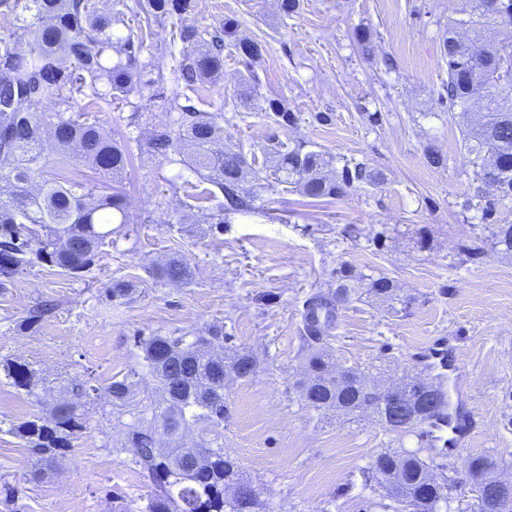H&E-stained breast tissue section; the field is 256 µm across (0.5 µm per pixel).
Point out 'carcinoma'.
Here are the masks:
<instances>
[{
    "mask_svg": "<svg viewBox=\"0 0 512 512\" xmlns=\"http://www.w3.org/2000/svg\"><path fill=\"white\" fill-rule=\"evenodd\" d=\"M464 6L448 17L442 42V60L448 67V81L440 99L448 111L471 115L466 121L462 146L473 167L476 187L468 207L481 211L487 222L497 205L512 200V25L501 26L488 14L484 0H463ZM113 14H129L138 24L124 35L112 32V14L99 12L96 0H0V15L18 22L8 38L0 39V93L8 95L9 111L0 112V180L10 192L0 198V288L22 268L36 260L45 261L71 274L88 269L98 248L112 230L114 214L125 223V195L117 190L95 195L82 182L70 177L69 150L77 148L81 157L107 177L126 169V146L106 135L97 122L82 117L87 112H103L112 100L126 96L144 74L159 68L155 57L140 61L152 26L168 20H182L194 9L193 0H113ZM238 24L224 20V31L204 34L193 27L179 28L185 47L169 53L171 74L183 85L187 104L176 105L181 112L175 131L155 134L151 146L165 154L179 144L190 148L191 169L209 187L202 194L219 191L224 204L216 223L224 215L252 206L254 195L244 187L248 175L261 180L259 171L248 167L240 151L224 149V129L218 116L191 104L197 82L221 69L224 38H235V47L247 59L262 56L260 43L236 37ZM27 40L28 50L18 43ZM117 49L118 61L108 64L104 54ZM54 101L58 110L47 113L43 105ZM267 117L283 127L297 122L295 113L278 98L266 100ZM50 129L51 148L56 151L57 172L33 185L41 176L46 143L40 130ZM275 183L312 199H333L356 184L378 186L381 171L364 162H345L336 171L322 153L296 143L276 151ZM494 246L512 251V224H498L492 231ZM153 278L187 284L191 266L183 259L170 258L152 267ZM367 292L393 301L396 288L385 277L364 278L351 267L336 268V287L316 294L305 302V332L318 343L331 325L335 310L350 303L362 285ZM223 331L211 329L206 336L186 342L182 336H148L138 341L144 360L155 378L160 394L158 417L162 434L173 443L159 454L151 447L149 433L134 427L128 443L135 463L150 487L147 504L139 512H268L257 496L248 500L227 494L230 486L251 488L235 461L222 448H201L183 442L191 425L216 423L224 419V388L230 381L250 378L259 368L250 351H236L216 359ZM331 352L316 348L307 356L305 377L297 381L305 404L316 411H336L344 415L370 412L386 430L406 434L422 426L434 413L439 396L425 386L411 390L415 421L389 426V407L377 397L379 383L355 369L338 381L329 375ZM11 384L40 398L42 380L28 364L15 360L0 363ZM135 382L126 376L108 387L112 401L128 398ZM69 398L53 405L48 416H36L22 423L16 433L26 440L34 456L42 461L56 459L69 447L71 437L84 427V399L89 392L82 384L68 390ZM471 479L477 486L490 481L494 461L479 455L468 462ZM371 470L386 488L392 512H439L446 499L445 486L435 481L432 465L415 451L387 450L378 454ZM426 488L423 495L415 490Z\"/></svg>",
    "mask_w": 512,
    "mask_h": 512,
    "instance_id": "1",
    "label": "carcinoma"
}]
</instances>
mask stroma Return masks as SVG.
Here are the masks:
<instances>
[{
  "mask_svg": "<svg viewBox=\"0 0 512 512\" xmlns=\"http://www.w3.org/2000/svg\"><path fill=\"white\" fill-rule=\"evenodd\" d=\"M461 0H300L287 16L278 0H196L184 22L210 31L225 19L260 42L259 59L224 41V67L198 86L197 107L220 115L225 144L240 147L272 176L275 143H307L333 158L380 170L362 185L314 201L283 186L260 190L252 210L207 223L219 199L192 205L179 180L193 179L180 153L142 146L154 130L175 127L182 88L169 68L138 84L95 118L128 143L133 162L116 186L126 221L112 227L92 266L74 277L37 261L0 288V361H24L49 381L27 396L0 373V512H112L113 501L145 503L146 482L126 444L132 426L154 420L159 394L137 338L193 337L224 331L225 352L252 349L262 364L224 391V419L186 431L185 440L233 457L270 512H384L388 498L373 479V458L389 449L432 460L447 501L441 512H474L469 458L486 455L512 480V253L493 248L480 211L467 208L475 186L461 146L457 113L441 104L447 79L442 37ZM370 33L359 43L358 30ZM282 99L295 126L267 118L265 101ZM319 112L329 122L316 121ZM448 158L429 166L426 144ZM178 256L193 278L165 284L149 267ZM390 278L393 303L369 295L340 307L326 340L343 367L393 379L427 377L422 349L447 337L477 420L471 442L444 454L419 432L398 435L374 417L323 414L301 400L304 303L335 285V272ZM132 293L112 302V283ZM54 309L23 326L30 309ZM134 376L124 405L108 387ZM93 392L85 427L62 457L40 462L13 431L45 412L61 388Z\"/></svg>",
  "mask_w": 512,
  "mask_h": 512,
  "instance_id": "35a3bbf8",
  "label": "stroma"
}]
</instances>
